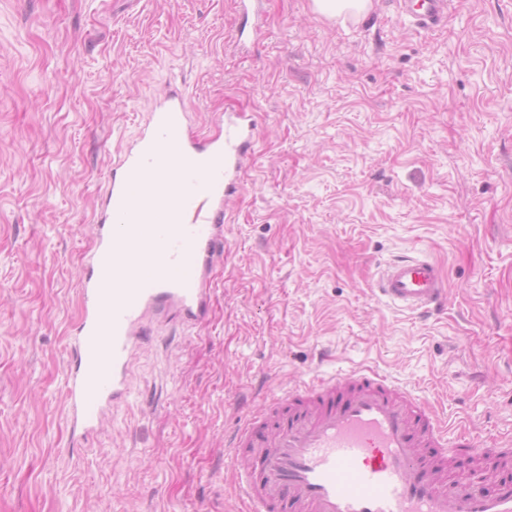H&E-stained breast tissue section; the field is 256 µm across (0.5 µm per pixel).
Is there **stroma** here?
<instances>
[{
	"instance_id": "35a3bbf8",
	"label": "stroma",
	"mask_w": 512,
	"mask_h": 512,
	"mask_svg": "<svg viewBox=\"0 0 512 512\" xmlns=\"http://www.w3.org/2000/svg\"><path fill=\"white\" fill-rule=\"evenodd\" d=\"M0 0V512H236L224 438L311 374L379 371L479 444L512 439V0L415 28L263 0ZM195 131L255 113L210 309L161 315L82 438L64 368L112 167L163 95ZM435 259L441 312L375 291ZM261 0H238L240 22L236 30V38L244 43L247 39V28L252 24L253 29L260 28L263 23Z\"/></svg>"
}]
</instances>
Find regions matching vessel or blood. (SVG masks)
I'll list each match as a JSON object with an SVG mask.
<instances>
[{
	"label": "vessel or blood",
	"instance_id": "b4317fda",
	"mask_svg": "<svg viewBox=\"0 0 512 512\" xmlns=\"http://www.w3.org/2000/svg\"><path fill=\"white\" fill-rule=\"evenodd\" d=\"M238 41L263 22L261 0H238ZM424 31L440 27L448 0H399ZM257 145L254 113H230L220 135L190 130L173 92L155 106L118 165L81 279L76 345L65 376L72 430L90 435L130 391L134 352L148 318L168 308L194 322L209 310L212 272L224 252L230 200ZM380 296L418 314L442 309L439 265L408 256L377 273ZM468 449L486 484L448 474V443ZM240 512H512V446L484 447L460 435L427 401L387 378L355 370L272 395L226 440Z\"/></svg>",
	"mask_w": 512,
	"mask_h": 512
}]
</instances>
